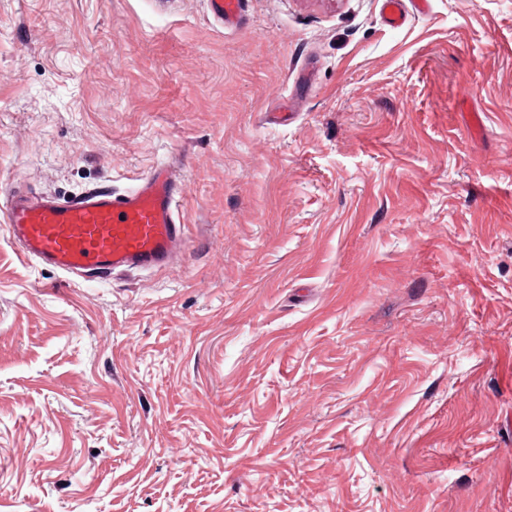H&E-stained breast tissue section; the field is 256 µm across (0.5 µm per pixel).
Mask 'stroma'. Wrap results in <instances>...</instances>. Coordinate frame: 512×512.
Wrapping results in <instances>:
<instances>
[{
  "label": "stroma",
  "mask_w": 512,
  "mask_h": 512,
  "mask_svg": "<svg viewBox=\"0 0 512 512\" xmlns=\"http://www.w3.org/2000/svg\"><path fill=\"white\" fill-rule=\"evenodd\" d=\"M161 163L168 267L0 223V512H512V0H0V188ZM210 12L221 24L233 25L242 15L246 0H207Z\"/></svg>",
  "instance_id": "obj_1"
}]
</instances>
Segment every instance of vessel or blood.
<instances>
[{"label": "vessel or blood", "mask_w": 512, "mask_h": 512, "mask_svg": "<svg viewBox=\"0 0 512 512\" xmlns=\"http://www.w3.org/2000/svg\"><path fill=\"white\" fill-rule=\"evenodd\" d=\"M214 18L235 24L246 0H208ZM429 0H382L387 23L406 20L407 8L422 13ZM185 188L165 166L155 168L122 194L90 190L62 202L0 192V223L29 262L77 278L90 273L147 270L169 265L179 252L185 227L178 210Z\"/></svg>", "instance_id": "1"}]
</instances>
